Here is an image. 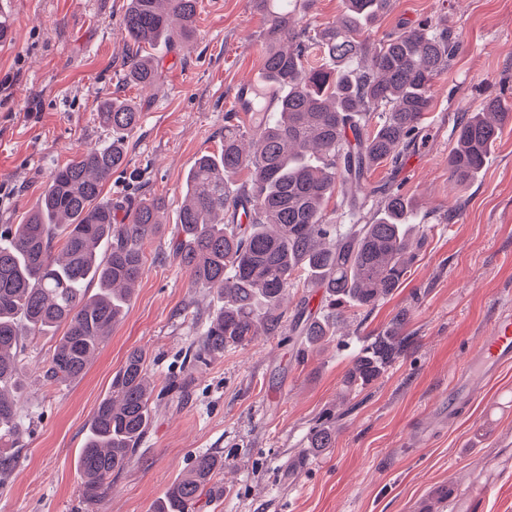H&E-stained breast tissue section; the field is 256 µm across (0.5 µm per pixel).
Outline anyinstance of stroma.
<instances>
[{
  "label": "stroma",
  "mask_w": 512,
  "mask_h": 512,
  "mask_svg": "<svg viewBox=\"0 0 512 512\" xmlns=\"http://www.w3.org/2000/svg\"><path fill=\"white\" fill-rule=\"evenodd\" d=\"M127 0H0L12 38L0 43V225L22 223L55 168L107 141L98 105L119 97L141 121L127 163L102 196L161 197V223L146 241L145 272L86 373L44 378L58 336L34 339L21 361L26 383L15 466L0 480V512H152L199 455L224 462L220 495L193 512H413L441 479L459 496L489 478L497 495L480 512H512V368L459 417L422 442L412 429L444 404L453 375L499 314L512 313V124L481 176L464 191L448 180L458 114L505 95L512 103V0H393L372 29L447 19L460 49L436 80L426 135L401 168L385 162L370 183L402 185L424 234L404 282L370 309L351 308L332 342L300 352L296 313L324 316L321 288L288 289L279 331L194 362L220 302L192 287L174 252L184 178L194 160L219 153L224 114L240 83L262 73L266 16L253 0H200L196 31L158 53L160 86L128 83L121 36ZM397 329L407 348L370 384L350 389L355 351ZM146 355L154 386L151 422L137 460L93 503L82 495L77 456L114 373L130 351ZM333 447L309 451L320 423Z\"/></svg>",
  "instance_id": "1"
}]
</instances>
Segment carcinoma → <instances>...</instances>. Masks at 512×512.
<instances>
[{"mask_svg":"<svg viewBox=\"0 0 512 512\" xmlns=\"http://www.w3.org/2000/svg\"><path fill=\"white\" fill-rule=\"evenodd\" d=\"M199 0H128L121 34L133 50L127 80L154 87L161 71L143 48L167 44L172 24L188 38ZM267 14L263 76L274 111L255 113L253 126L224 114V148L202 155L186 176L176 253L191 283L223 299L202 332L195 361L247 345L281 327L285 292L305 269L325 289L328 306L369 308L399 288L415 259L411 201L389 186L367 187L379 163L400 162L422 133L437 77L460 43L443 21L385 33L370 29L392 0H343L336 19L298 24L274 0H255ZM111 140L82 151L57 168L37 207L22 224L0 226V446L19 435L27 342L63 329L46 370L51 383L84 373L112 325L126 311L145 271V241L161 223L160 197L101 200L112 173L126 164L124 143L141 112L126 100L101 103ZM512 105L493 98L457 120L448 175L464 187L482 171ZM247 179L238 182L241 173ZM341 197V218L325 201ZM97 292L88 294L91 285ZM299 335L315 350L333 336V324L312 317ZM403 351L396 336H376L353 357L347 386L362 387ZM145 355L131 351L112 377L111 391L92 420L78 456L83 496L95 502L112 476L131 464L150 421ZM335 429L312 428L311 448H330ZM224 462L199 456L174 482L154 512H191L215 486Z\"/></svg>","mask_w":512,"mask_h":512,"instance_id":"cac0c4a2","label":"carcinoma"}]
</instances>
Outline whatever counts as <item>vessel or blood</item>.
<instances>
[{
  "instance_id": "b4317fda",
  "label": "vessel or blood",
  "mask_w": 512,
  "mask_h": 512,
  "mask_svg": "<svg viewBox=\"0 0 512 512\" xmlns=\"http://www.w3.org/2000/svg\"><path fill=\"white\" fill-rule=\"evenodd\" d=\"M511 364L512 315L504 314L499 317L492 335L482 340L464 369L453 379L448 390L447 407L430 411L419 424V433H428L438 423L455 420L460 405L474 397L470 388L473 374H481L484 379L491 381L504 366ZM454 496V488L441 481L427 495L417 499L415 508L417 512H440L441 507Z\"/></svg>"
}]
</instances>
